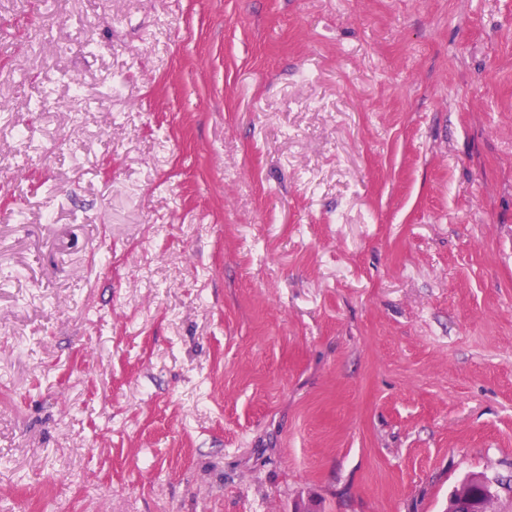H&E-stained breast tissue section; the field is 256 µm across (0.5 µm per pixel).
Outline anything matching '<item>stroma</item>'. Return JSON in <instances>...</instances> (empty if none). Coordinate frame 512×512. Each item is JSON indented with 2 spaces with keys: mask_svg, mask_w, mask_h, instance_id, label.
Segmentation results:
<instances>
[{
  "mask_svg": "<svg viewBox=\"0 0 512 512\" xmlns=\"http://www.w3.org/2000/svg\"><path fill=\"white\" fill-rule=\"evenodd\" d=\"M0 106V512L512 476V0H0Z\"/></svg>",
  "mask_w": 512,
  "mask_h": 512,
  "instance_id": "35a3bbf8",
  "label": "stroma"
}]
</instances>
